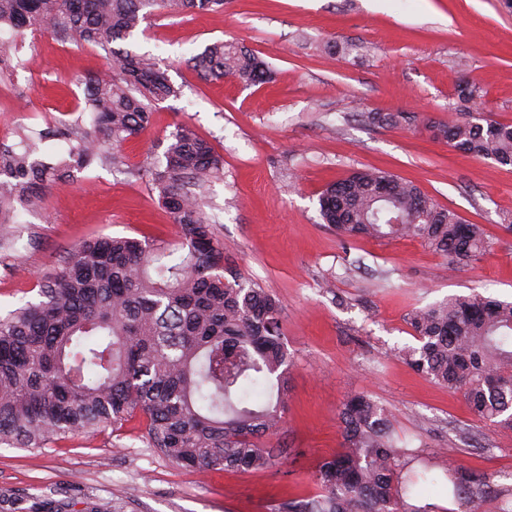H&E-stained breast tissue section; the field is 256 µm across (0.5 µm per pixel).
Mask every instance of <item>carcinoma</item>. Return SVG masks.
<instances>
[{"instance_id":"obj_1","label":"carcinoma","mask_w":512,"mask_h":512,"mask_svg":"<svg viewBox=\"0 0 512 512\" xmlns=\"http://www.w3.org/2000/svg\"><path fill=\"white\" fill-rule=\"evenodd\" d=\"M224 10V0H0V29H40L57 40L91 44L108 71L86 80L83 111L91 127L62 121L47 134L68 142L55 164L22 149H0V229L17 206L36 209L44 193L94 164L119 168L114 148L144 133L150 104L179 98L155 58L113 43L157 12ZM203 78L245 85L272 78L249 50L221 40L189 59ZM454 149L512 164V125L489 116L431 126ZM224 169L209 141L175 126L163 158L142 170L178 224L179 238L85 240L44 276L40 300L0 316V444L42 448L68 436L115 430L140 416L144 437L169 460L200 470H262L277 454L261 442L282 418L290 363L282 307L263 289L225 277L224 243L203 201ZM320 213L346 238L412 237L457 271L484 254L479 224L465 221L411 181L358 170L329 185ZM419 342L402 355L418 373L463 394L478 421L512 430V302L479 294L450 297L408 314ZM341 448L315 472L320 494L277 512H440L412 501L435 488L457 512H512V489L487 474L453 465L401 473L409 449L397 445L387 412L364 392L340 410ZM0 512H69L70 502ZM80 512H120L85 494Z\"/></svg>"}]
</instances>
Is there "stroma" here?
Listing matches in <instances>:
<instances>
[{"mask_svg": "<svg viewBox=\"0 0 512 512\" xmlns=\"http://www.w3.org/2000/svg\"><path fill=\"white\" fill-rule=\"evenodd\" d=\"M217 40L258 55L272 82L200 77L186 61ZM346 44L353 52L341 53ZM122 46L153 56L183 94L155 103L150 128L123 144L126 172L92 167L41 208L19 209V227L0 245V313L38 300L43 275L78 242L175 238L157 189L134 171L160 159L170 132L189 122L224 160L207 202L225 266L283 309L287 406L264 439L280 454L263 470L202 472L152 448L135 418L43 448L1 444L0 495L88 493L125 512H271L318 494L315 467L339 448L338 412L356 392L387 411L399 446L433 473L454 463L503 484L512 431L479 422L460 393L397 352L415 343L412 309L473 293L512 301V165L462 154L428 127L459 118L465 82L480 91L478 111L512 124V10L502 0H224L220 12L156 14ZM22 56L28 72L0 82V148L72 119L84 101L78 77L108 69L97 47L49 33ZM376 112L399 121L372 122ZM370 168L483 225L488 251L452 272L416 240L343 239L323 221L319 195Z\"/></svg>", "mask_w": 512, "mask_h": 512, "instance_id": "35a3bbf8", "label": "stroma"}]
</instances>
